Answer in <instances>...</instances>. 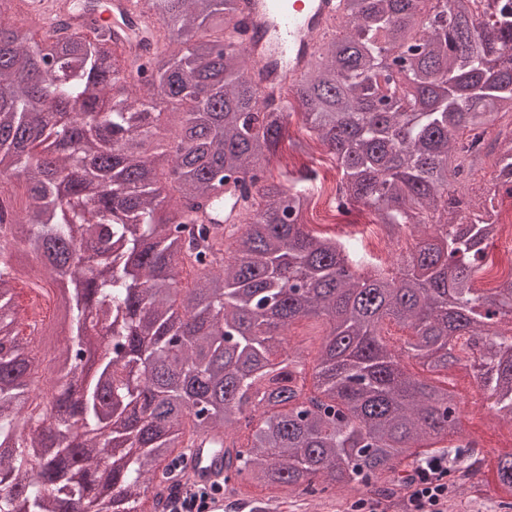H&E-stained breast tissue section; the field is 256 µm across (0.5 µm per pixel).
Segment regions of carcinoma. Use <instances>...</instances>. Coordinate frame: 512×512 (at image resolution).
Here are the masks:
<instances>
[{
	"label": "carcinoma",
	"instance_id": "cac0c4a2",
	"mask_svg": "<svg viewBox=\"0 0 512 512\" xmlns=\"http://www.w3.org/2000/svg\"><path fill=\"white\" fill-rule=\"evenodd\" d=\"M237 2L147 0L156 34L118 12L112 39L137 73L123 86L96 0L40 41L0 11V164L29 192L22 210L0 205V512H138L161 460L207 438L236 493L319 497L356 479L386 498L437 453L460 485L486 457L455 439L454 394L404 372L423 349L442 351L422 363L431 373L468 350L512 422V278L475 288L498 224L448 189L483 153L488 118L512 114V5L445 0L419 38L433 0H340L345 34L319 46L284 111L245 76ZM158 99L181 111L164 135ZM294 114L336 157L342 208L371 210L390 238L433 228L397 272L363 271L346 243L307 229L302 189L268 182ZM489 149L512 195V138ZM230 179L252 207L229 255L201 213ZM18 281L37 308L69 289L50 389L19 340ZM310 317L325 335L307 375L282 337ZM391 322L409 331L401 346L383 334ZM492 472L512 492V451ZM169 495L156 480L152 512Z\"/></svg>",
	"mask_w": 512,
	"mask_h": 512
}]
</instances>
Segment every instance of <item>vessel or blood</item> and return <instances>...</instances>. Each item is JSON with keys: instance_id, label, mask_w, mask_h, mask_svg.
Wrapping results in <instances>:
<instances>
[{"instance_id": "1", "label": "vessel or blood", "mask_w": 512, "mask_h": 512, "mask_svg": "<svg viewBox=\"0 0 512 512\" xmlns=\"http://www.w3.org/2000/svg\"><path fill=\"white\" fill-rule=\"evenodd\" d=\"M35 19L55 24L57 18L74 17L73 0H22ZM337 0H240L237 19L247 32L244 46L254 58L266 92H274L281 77L296 78L312 58L319 41L338 16ZM246 202L234 183L224 187V206L205 214L217 225L244 221ZM191 483L208 488L205 512H288L287 499L244 497L224 489V464L206 461L204 448L191 451Z\"/></svg>"}]
</instances>
